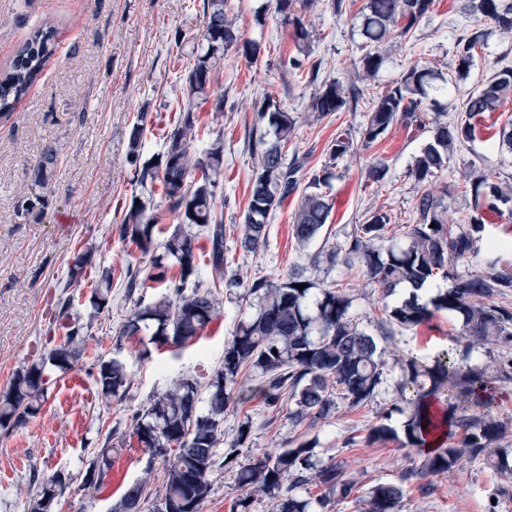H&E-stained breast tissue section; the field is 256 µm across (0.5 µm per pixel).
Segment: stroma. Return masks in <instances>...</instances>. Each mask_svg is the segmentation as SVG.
Instances as JSON below:
<instances>
[{
	"mask_svg": "<svg viewBox=\"0 0 512 512\" xmlns=\"http://www.w3.org/2000/svg\"><path fill=\"white\" fill-rule=\"evenodd\" d=\"M365 2L346 0V11L338 14L329 0H310L302 10V21L313 34L309 60L319 64L320 80H357ZM228 4L240 40L259 42L262 54L252 61L236 49L226 51L213 68L210 100L199 104L197 113L212 135L224 140V176L215 206L226 227L227 273L238 285L221 288L218 317L195 344L179 351L154 348L143 358L137 338L118 335L133 307L123 286L113 284L110 310L92 314L89 298L97 277L92 274L67 285V263L82 246L92 249L95 266L133 264L149 269V257L118 236L132 197L142 192L133 180L129 135L135 123H142V159L157 158L164 151L177 102L187 95L180 76L192 67L203 42V0H0V72L10 66L35 27L49 23L57 30L55 51L41 75L11 114L0 116V391L10 386L16 371L42 354L48 337L65 336L66 327L53 320L61 290L74 297V323L82 338L79 357L51 385L40 413L24 427L0 429V512H24L32 476L46 478L59 469L69 472L72 480L58 512H111L127 486L144 476L151 479L152 493H159L166 461L151 458L130 439L131 417L178 376L191 373L205 382L220 369L224 344L247 308L244 285L258 276L277 280L304 269L312 278L345 289L360 328L377 335L387 303L381 290L360 268L330 271L312 266L311 255L343 243L353 226L377 209L391 217L388 235L401 237L403 225L412 223L415 204L426 192L442 197L449 223H458L468 210L461 185L471 161L512 181V153L478 140L453 154L447 172L428 183L415 182L408 171L432 135L427 126L400 120L378 145H362L370 98L415 65L434 72L437 85L447 86V94L440 97L448 105L444 119H457L467 96L490 76L491 62L501 58L512 64V33L490 28L470 78L454 81L455 38L469 22L455 0H435L433 12L413 35L387 44L381 69L362 85L365 97L357 111L335 112L319 120L309 110L316 84L281 66L297 48L271 0ZM266 96L296 120L286 153L308 155V166L315 170L332 165L333 209L319 236L301 247L292 230L301 196L291 195L270 219L265 246L248 252L241 239L250 178L258 163L248 137L256 124V105ZM217 98L224 101L223 111L213 109ZM341 130L349 133L353 148L333 162L328 146ZM49 144L57 151L56 193L41 217L21 220L14 212L15 201L28 191L30 170ZM377 160L389 166V180L381 186L367 181V169ZM459 330L455 318L437 312L427 322L379 341L388 367L378 396L355 409L340 405L326 420L296 423L287 412H269L257 398L229 405L224 440L232 442L248 416L252 436L241 463L287 441L313 439L317 460L340 466L356 479L359 493L379 483L402 484L401 512H512V475L488 463L464 458L447 472L426 475L421 454L395 442H363L383 413H391L394 428L403 425V415L391 411L402 376L399 361H430L437 351L454 345ZM100 357L126 362L132 384L123 399L103 397L98 389L94 377ZM107 440L114 447L112 471L105 492L96 493L83 483L85 468Z\"/></svg>",
	"mask_w": 512,
	"mask_h": 512,
	"instance_id": "35a3bbf8",
	"label": "stroma"
}]
</instances>
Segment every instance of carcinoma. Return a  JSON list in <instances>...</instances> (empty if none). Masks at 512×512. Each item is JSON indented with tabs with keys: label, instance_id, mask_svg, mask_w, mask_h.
Segmentation results:
<instances>
[{
	"label": "carcinoma",
	"instance_id": "cac0c4a2",
	"mask_svg": "<svg viewBox=\"0 0 512 512\" xmlns=\"http://www.w3.org/2000/svg\"><path fill=\"white\" fill-rule=\"evenodd\" d=\"M304 0H275L274 10L292 26L298 55L282 61L292 72L305 71L309 82L318 80V69L306 68L299 54L311 42L312 34L303 25L298 8ZM435 0H366L361 31L365 39L358 79L375 77L383 64L382 45L393 37H405L418 28L432 10ZM462 13L475 24L456 38L455 79L463 80L473 66L474 55L484 47L485 22L512 32V0H461ZM206 26L204 53L182 75L190 98L179 107V116L165 137V150L157 163L144 161L135 166L134 180L146 188L161 185L168 210L177 215L179 224L164 239L157 233L158 217L151 202L131 201L119 227L121 239L135 245L151 259L152 274L158 285L157 296L145 301L135 296L142 287L141 270L127 266L116 270L104 267L98 276L89 303L100 313L112 307V282L122 281L126 297L134 299L133 309L119 330L121 337L149 334V343L160 349L185 347L195 343L217 318L215 290L224 284L227 257L224 250V220L214 201L224 166V142L212 140L201 156L191 152V144L210 135L195 112L194 98L208 100L207 88L213 59L233 46L247 58L258 59L261 45L239 42L233 21L227 15L226 0H204ZM56 28L44 24L34 30L18 48L8 70L0 75V115L8 114L28 93L55 47ZM432 73L413 66L396 84L373 100L363 129V144L370 148L381 141L397 120L423 125L429 112L441 105L429 98ZM363 90L355 84L325 81L310 103L316 118L333 112L353 111ZM512 101V66L493 70L481 89L463 104L464 118L437 122L433 135L420 150L409 175L425 183L448 170V157L468 146L482 132L486 115L498 112ZM258 121L267 128L250 137V147L258 155V164L250 179V193L245 215L242 247L254 252L267 240L270 217L299 187L300 173L307 157L286 161L282 148L291 139L296 120L281 111L270 99L257 106ZM351 139L339 134L331 142L329 154L337 160L350 152ZM56 151L49 146L31 170V191L15 204L19 218L36 219L55 194L53 181ZM199 177L188 180L191 170ZM335 174L325 167L313 171L294 214L293 235L302 247L315 239L325 226L333 205L325 189ZM464 194L469 196L468 211L460 223L449 224L442 200L426 192L416 202V219L407 225L404 239L386 237L390 216L378 210L363 223L356 224L346 240L317 252L312 265L347 269L357 265L364 276L390 296L395 288L409 284L414 292L393 307H385L379 321L381 337L393 336V328L412 329L446 311L461 320V335L470 338L464 353L457 358L450 351L432 357V363L415 359L401 366L399 384L401 404L368 428L369 445L397 441L402 448L427 449L422 469L439 474L455 466L466 456L477 460L509 433L511 424L496 417L498 382L512 381V358L504 356L496 376L468 363L472 343L494 342L512 348V308L498 304L476 303V298H490L512 292V267L500 264L497 251L504 244L484 241L489 216L512 221V185H500L496 174L484 165L470 164L465 175ZM204 245H198V239ZM483 261L480 271H459L460 266ZM92 250L75 253L68 263L67 284L81 280L92 265ZM210 283L204 286L202 270ZM437 277L451 281V287L420 302L417 291ZM193 287H188V284ZM304 284L300 290L296 285ZM256 298L254 312L241 319L230 340L224 344V364L205 384L193 374L179 376L172 387L159 393L133 416L132 437L153 456L167 458L164 493L156 499L165 512H201L212 492L210 476L219 465L237 464V449L246 442L252 421L245 419L228 450L223 444L224 411L231 401L244 403L255 394L266 408L288 411L296 422L306 418L326 419L343 402L358 408L374 400L383 381L387 362L378 352L373 336L359 328L351 314V301L343 290L319 285L295 270L288 277L273 282L265 277L254 279L243 299ZM79 330L73 328L64 340L44 349L41 356L19 370L10 387L0 392V427L16 428L36 417L47 399L49 371L66 373L77 356ZM95 382L102 395L122 397L131 384L124 361L118 358L98 360ZM450 402H441L442 395ZM406 417L403 435L388 424L392 412ZM314 445L296 439L274 452L241 466L237 470L242 496L232 512H250L249 499L260 492L274 500L276 512H308L309 501L293 491L316 485L325 489L318 503L330 498L348 500L356 488L334 463L319 465L313 461ZM112 469V436L105 438L99 453L88 463L86 484L95 490L106 483ZM70 480V474L58 470L36 483L29 497L27 512H45L44 499L57 500ZM149 477L135 481L122 495L114 512H141L146 499ZM403 498L401 486L380 483L363 497L364 512H398Z\"/></svg>",
	"mask_w": 512,
	"mask_h": 512
}]
</instances>
